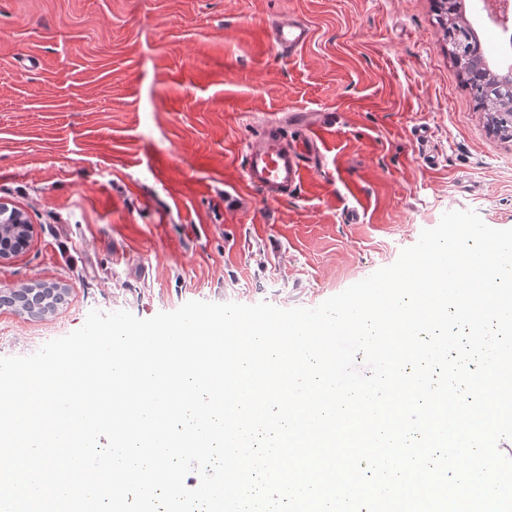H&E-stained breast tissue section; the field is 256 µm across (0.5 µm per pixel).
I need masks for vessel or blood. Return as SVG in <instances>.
Instances as JSON below:
<instances>
[{"label":"vessel or blood","instance_id":"obj_1","mask_svg":"<svg viewBox=\"0 0 512 512\" xmlns=\"http://www.w3.org/2000/svg\"><path fill=\"white\" fill-rule=\"evenodd\" d=\"M270 30L272 47L282 52L303 46L310 39L309 27L297 21L276 22ZM317 151L316 141L302 142L287 137L279 125H267L247 149L245 178L266 197L277 198L302 184L305 175L303 159L314 156Z\"/></svg>","mask_w":512,"mask_h":512}]
</instances>
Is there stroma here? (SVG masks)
I'll return each instance as SVG.
<instances>
[{
  "instance_id": "stroma-1",
  "label": "stroma",
  "mask_w": 512,
  "mask_h": 512,
  "mask_svg": "<svg viewBox=\"0 0 512 512\" xmlns=\"http://www.w3.org/2000/svg\"><path fill=\"white\" fill-rule=\"evenodd\" d=\"M462 14L511 64L480 0ZM288 18L311 36L282 53L265 29ZM292 112L334 124L271 200L244 154ZM0 202L33 226L0 288L67 291L50 315L0 312V357L25 356L94 309L318 306L448 211L512 225V140L476 111L433 0H0Z\"/></svg>"
}]
</instances>
